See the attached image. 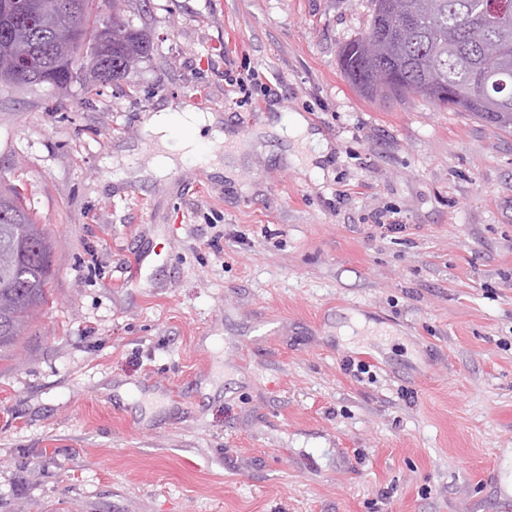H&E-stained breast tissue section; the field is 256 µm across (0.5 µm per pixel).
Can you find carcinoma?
Listing matches in <instances>:
<instances>
[{"label":"carcinoma","mask_w":512,"mask_h":512,"mask_svg":"<svg viewBox=\"0 0 512 512\" xmlns=\"http://www.w3.org/2000/svg\"><path fill=\"white\" fill-rule=\"evenodd\" d=\"M84 28L82 41L70 38V21L33 19L14 32L16 41L43 48L36 60L44 83L56 87L101 84L124 79L127 60L141 61L150 52V38L121 21L109 49L96 50L95 37L109 20L91 18L93 0H66ZM491 0H372L367 30L345 42L340 68L350 84L369 98L420 97L453 111L469 112L501 128L512 126V25L491 29L480 17ZM502 47L501 73L473 89L483 52ZM17 248L13 267L0 268V361L11 358L33 318L49 304L55 276L53 243L36 222L17 187L0 189V248Z\"/></svg>","instance_id":"cac0c4a2"}]
</instances>
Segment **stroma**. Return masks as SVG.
<instances>
[{"label":"stroma","mask_w":512,"mask_h":512,"mask_svg":"<svg viewBox=\"0 0 512 512\" xmlns=\"http://www.w3.org/2000/svg\"><path fill=\"white\" fill-rule=\"evenodd\" d=\"M371 12L124 0L151 40L127 79L0 86V182L57 268L0 362V512H504L512 128L357 93L338 52ZM171 100L243 144L224 174L152 175Z\"/></svg>","instance_id":"obj_1"}]
</instances>
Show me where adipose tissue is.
I'll list each match as a JSON object with an SVG mask.
<instances>
[{"label": "adipose tissue", "mask_w": 512, "mask_h": 512, "mask_svg": "<svg viewBox=\"0 0 512 512\" xmlns=\"http://www.w3.org/2000/svg\"><path fill=\"white\" fill-rule=\"evenodd\" d=\"M145 126L161 147L153 170L158 177L174 166L176 155L192 154L204 141L217 153L225 139L219 116L193 111L174 100L152 113Z\"/></svg>", "instance_id": "obj_1"}]
</instances>
